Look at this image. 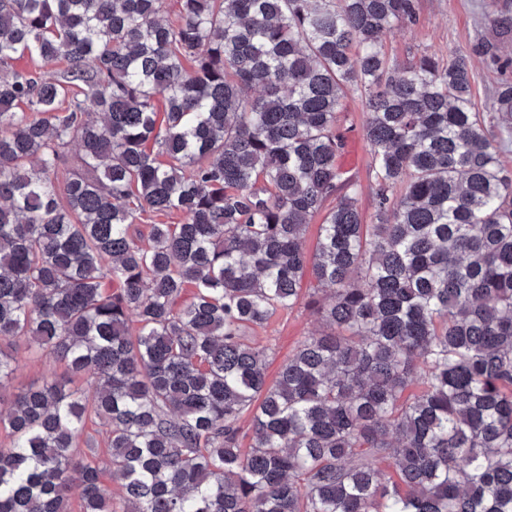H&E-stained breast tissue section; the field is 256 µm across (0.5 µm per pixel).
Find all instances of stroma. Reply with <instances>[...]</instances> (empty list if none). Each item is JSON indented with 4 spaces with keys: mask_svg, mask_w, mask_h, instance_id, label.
I'll return each instance as SVG.
<instances>
[{
    "mask_svg": "<svg viewBox=\"0 0 512 512\" xmlns=\"http://www.w3.org/2000/svg\"><path fill=\"white\" fill-rule=\"evenodd\" d=\"M502 0H416L418 21L415 25L395 29L386 40L388 52L404 62L413 56L427 53L447 59L458 51L469 53L473 73L476 104L488 111L495 91L502 80H512V67L500 69L487 57L473 53L478 43L494 45L501 58L512 59V35L500 33L485 24L484 17L495 10ZM340 127L346 144H357L356 163L347 167L348 176L360 186L359 208L366 222H373L375 200L369 173L371 146L364 132V101L358 92H347L341 101ZM318 327L312 311L299 305L291 311L272 317L269 323L253 333L255 341L271 349L269 377H276L281 365L298 342ZM17 366L13 379L0 389V399L11 400L13 393L29 386L42 385L48 377L65 378L64 366L42 351L25 342L5 345Z\"/></svg>",
    "mask_w": 512,
    "mask_h": 512,
    "instance_id": "stroma-1",
    "label": "stroma"
}]
</instances>
